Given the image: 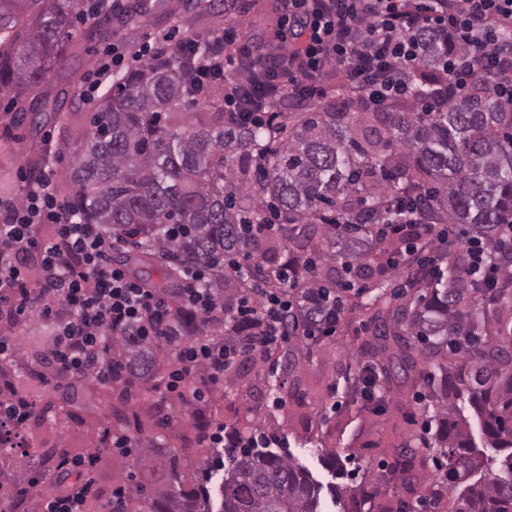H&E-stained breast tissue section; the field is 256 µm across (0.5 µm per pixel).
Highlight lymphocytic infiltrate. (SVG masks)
<instances>
[{"instance_id": "obj_1", "label": "lymphocytic infiltrate", "mask_w": 512, "mask_h": 512, "mask_svg": "<svg viewBox=\"0 0 512 512\" xmlns=\"http://www.w3.org/2000/svg\"><path fill=\"white\" fill-rule=\"evenodd\" d=\"M277 23L279 59L263 63L264 80L248 74L241 85H262L263 96L298 99L315 90L328 68L356 89V102L370 108L402 99L414 90L419 26L442 23L461 45L446 71L449 95L467 92L476 77L512 103V0H284ZM51 167L25 178L20 201L0 200V361H15L20 323L38 319L49 342L27 362L28 378L69 381L82 376L105 381L127 379L120 361H106L114 337L132 336L162 348L174 361L158 389L161 402L178 399L193 407L224 380L250 338L225 344L224 305L211 285L209 270L182 266L174 298L130 277L114 260L140 248L102 225L63 217ZM386 235L429 241L437 256L445 230L419 221L414 211L385 219ZM276 292L252 286L233 309L237 319L259 322L265 334L283 341V304L292 280L280 269ZM32 399L15 375L0 374V425L21 432ZM92 458L69 468L79 480L71 489L45 496L42 512H83L97 497Z\"/></svg>"}]
</instances>
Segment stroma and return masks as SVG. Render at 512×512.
<instances>
[{
	"label": "stroma",
	"instance_id": "stroma-1",
	"mask_svg": "<svg viewBox=\"0 0 512 512\" xmlns=\"http://www.w3.org/2000/svg\"><path fill=\"white\" fill-rule=\"evenodd\" d=\"M239 3L241 11L234 18L239 33L251 44H265L277 24V13L261 12L253 0ZM225 26L223 14L211 8L189 22L173 19L161 28L149 23L134 32L120 28L114 31L110 42L96 41L86 50L68 52L49 79L52 90L67 92L62 111L65 122L61 125L19 120L9 95L0 92V197H22L32 154L42 152L46 145L57 144L61 136L77 138L88 128L93 103L83 91L107 45L117 46L132 37L153 46L161 43L171 50L193 34ZM358 346L354 329L339 331L308 345V356L296 377H289L280 366L251 364L241 370L236 382H224L207 394L205 403L218 411L225 423L246 417L255 434L278 432L289 452L322 484L339 483L354 495L373 489L377 501L392 499L394 486L383 477L386 450L421 435L429 402L424 385L411 389L394 386L385 392V412L360 409L352 402L344 379L346 372L358 368ZM21 384L34 395L39 407L56 418L54 427L38 432L39 450L43 453L65 449L74 455L86 454L87 424L111 420L113 409L120 404L118 395H107L99 384L76 387L64 400L40 382L25 378ZM292 387L297 390L293 397L288 394ZM184 416V411H176L170 426L146 427L144 436L175 454L186 476H207L212 486H219L220 475L207 473V449L183 441ZM332 451L344 464L343 477H334L323 465V456Z\"/></svg>",
	"mask_w": 512,
	"mask_h": 512
}]
</instances>
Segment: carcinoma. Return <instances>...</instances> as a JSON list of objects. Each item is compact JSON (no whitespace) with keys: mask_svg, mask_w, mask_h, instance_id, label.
I'll return each mask as SVG.
<instances>
[{"mask_svg":"<svg viewBox=\"0 0 512 512\" xmlns=\"http://www.w3.org/2000/svg\"><path fill=\"white\" fill-rule=\"evenodd\" d=\"M170 13L169 0L149 7L134 0L94 13L79 30L78 0H0V91L28 102L18 108L22 113L59 120L66 91L38 89L72 41L105 40L114 22L137 15L152 22ZM414 45L421 91L369 111L351 103V87L341 82L308 109H281L271 126L221 108L224 87L235 82L218 66L205 74L193 65L210 46L207 34L161 52L113 81L83 137L62 142L69 154L66 212L142 238L139 261L159 267L166 280L162 254L169 251L183 264L209 268L226 310L247 282L220 259L250 257L269 287L288 265L295 275L288 349L272 357L255 323L224 322V340L252 337L257 349L249 360L273 358L290 374L302 365L303 333L335 319L328 296L351 289L346 275L363 281L351 289L349 311L367 317L373 336L360 344L366 361L347 378L353 398L384 412L389 383L405 387L422 377L432 387L433 415L420 445L393 449L389 471L408 493L415 492L416 463L430 455L437 473L418 478L426 493L416 502L378 512H426L439 507L448 489L456 492L450 512H512V290L476 273L459 250L427 267L417 252L382 269L371 264L411 247L375 236L371 227L392 210L417 205L425 222L463 227L465 243L484 244L489 262L512 269V246L498 238L512 219V108L478 78L438 111H421L447 95L438 86L459 47L448 32L428 26L416 30ZM196 104L202 111H188ZM271 203L282 229L264 246L241 226L266 223ZM171 225L181 231L176 238L165 234ZM150 349L130 336L115 341V353L133 368ZM421 362L435 371L420 369ZM109 427L90 426L97 454L111 451ZM249 428L246 418L224 427L218 510L207 480L186 478L175 457L146 441L134 449L140 480L128 487L127 512H320L325 487L282 439L263 435L236 447ZM68 456L60 452L49 468L54 489L68 487ZM325 489L336 504L354 501L344 497L345 488Z\"/></svg>","mask_w":512,"mask_h":512,"instance_id":"cac0c4a2","label":"carcinoma"}]
</instances>
